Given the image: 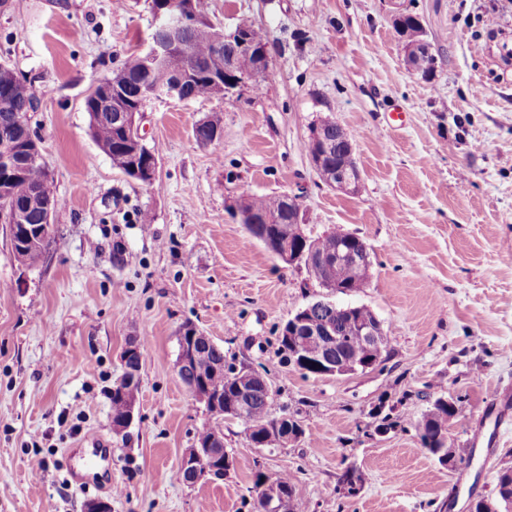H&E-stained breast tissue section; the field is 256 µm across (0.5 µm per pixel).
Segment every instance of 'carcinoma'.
<instances>
[{
	"label": "carcinoma",
	"instance_id": "cac0c4a2",
	"mask_svg": "<svg viewBox=\"0 0 512 512\" xmlns=\"http://www.w3.org/2000/svg\"><path fill=\"white\" fill-rule=\"evenodd\" d=\"M223 28L211 21L194 29L185 36V46L175 55V60L169 64L148 65L143 55L134 53L103 82L118 88L117 101L125 106L141 102V95L163 89L173 84L178 78L180 66L187 67L191 74L186 76L183 84V97L186 99L208 98L218 95L215 86L210 82V60L214 37ZM225 54L237 55L235 74L249 75L256 66V59L247 54H236L233 45L224 46ZM419 73L429 78L433 76L436 67V56L433 50L424 49L415 58ZM37 109L36 92L26 80L17 76L7 63H0V129L12 134L14 159L24 154L27 145L33 143L32 133L28 125L29 114ZM85 109L89 115L91 136L98 147L107 154L113 165L121 171L126 166L136 163L139 167H147L155 161L154 153L146 145L132 139L129 130L117 119V108H100L94 102L85 101ZM220 128L217 119H207L196 127V139L202 144L214 141L213 133ZM331 137L336 142V154L339 163L352 168L356 167L355 158L346 152L347 144L342 141L341 131L331 126ZM30 204L23 217L25 224H40L43 221L42 205L51 204L57 207L58 198L54 180L47 166L31 164L18 166L7 171L0 169V212L11 211L24 204ZM246 211L255 213L262 220L260 224H247L245 230L248 239L256 240L264 245L266 250L276 258H281L282 242L293 227L289 212L292 205L285 194L252 195L239 200ZM338 232L333 231L315 239H308L307 248L316 252L329 253L336 249ZM53 241L52 234H46L34 240H22L14 247L18 261L27 267L37 266L49 250ZM321 278L329 283L336 281L346 287V291L356 293L366 286L360 278L357 269L350 264H330L321 270ZM363 307L354 305L333 308L314 309L310 319L322 323L328 321L342 336L343 341L332 351L335 358H345L359 369L371 364L378 357L379 347H388V332H383V341L377 346L369 340L357 335L360 319L363 317ZM195 349L201 353L197 360L179 372L180 379L187 385L205 383L211 394L230 405L238 396L233 390L230 374L234 365L226 363L224 350L210 338L199 336L195 340ZM140 381H121L117 390L112 393V424H122L127 415L128 407L137 401ZM269 397L263 390L258 389L246 401L247 409L241 421L245 424V434L249 442L262 447L283 445L282 430L276 429V418L268 413ZM456 407L441 399H436L429 410L416 423L422 447L431 456H436L437 449L427 446L438 434L448 432L451 420L456 416ZM257 491L256 512H267L269 500L289 503L287 512H308L307 503L299 497L292 479L282 474L270 479L262 474L257 475L254 483ZM496 499L499 512H512V470L499 471L495 485Z\"/></svg>",
	"mask_w": 512,
	"mask_h": 512
}]
</instances>
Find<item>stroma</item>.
<instances>
[{
    "label": "stroma",
    "instance_id": "obj_1",
    "mask_svg": "<svg viewBox=\"0 0 512 512\" xmlns=\"http://www.w3.org/2000/svg\"><path fill=\"white\" fill-rule=\"evenodd\" d=\"M405 3L436 49L427 79L404 64L391 0H200L215 24L269 33L271 76L221 99L150 102L149 185L98 148L85 110L98 80L148 48V0L0 6V60L36 92L30 125L61 201L34 268L0 221V512H83L92 499L112 512H255L260 473L290 475L309 512H464L469 495L493 496L512 466V415L490 403L512 396V0ZM215 116L220 138L198 143ZM324 119L354 138V192L309 163V128ZM281 193L299 196L307 236L340 227L368 244L366 287L334 300L389 328L378 367L307 375L280 352L283 324L326 291L248 241L231 209ZM188 325L265 377L270 416L296 418L298 441L258 448L224 420L231 469L182 480V454L215 423L177 372ZM139 340L135 418L119 436L112 390ZM440 396L458 407L448 441L474 449L471 464L440 465L413 428ZM379 408L398 423L383 436ZM88 437L110 444L112 466L81 491L67 452ZM350 466L363 484L346 498Z\"/></svg>",
    "mask_w": 512,
    "mask_h": 512
}]
</instances>
